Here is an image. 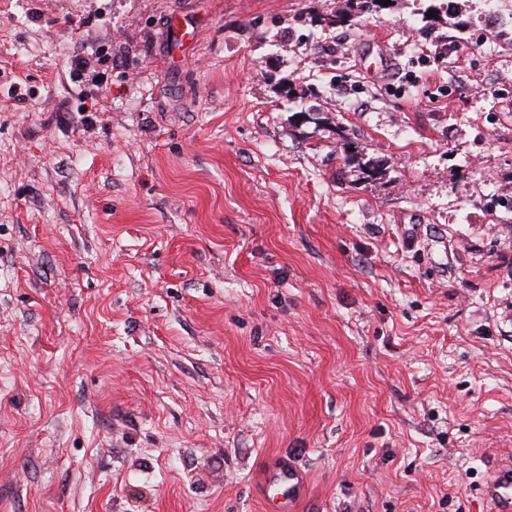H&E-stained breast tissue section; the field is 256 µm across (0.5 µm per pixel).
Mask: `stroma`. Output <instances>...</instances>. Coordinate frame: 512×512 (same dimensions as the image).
<instances>
[{
    "label": "stroma",
    "mask_w": 512,
    "mask_h": 512,
    "mask_svg": "<svg viewBox=\"0 0 512 512\" xmlns=\"http://www.w3.org/2000/svg\"><path fill=\"white\" fill-rule=\"evenodd\" d=\"M455 3L0 0V512H282L275 453L300 512H487L512 37ZM377 0H343L342 5L335 19H331L332 24H345L356 20L365 12L369 11ZM272 487L282 489L287 497L286 507L297 510L307 496L306 473L289 457L273 456L262 469L258 490L265 497Z\"/></svg>",
    "instance_id": "stroma-1"
}]
</instances>
